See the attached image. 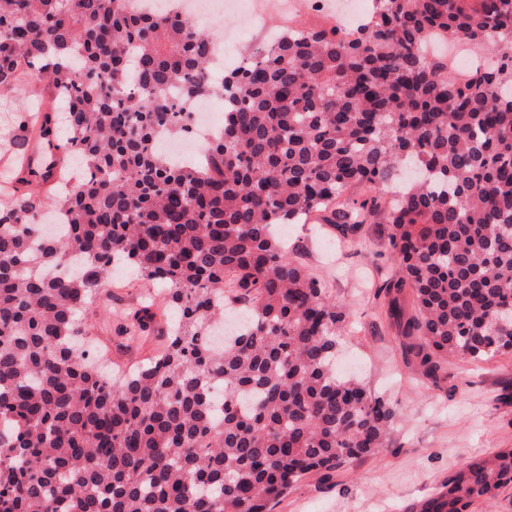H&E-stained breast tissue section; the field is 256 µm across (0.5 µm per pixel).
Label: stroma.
<instances>
[{
    "mask_svg": "<svg viewBox=\"0 0 512 512\" xmlns=\"http://www.w3.org/2000/svg\"><path fill=\"white\" fill-rule=\"evenodd\" d=\"M280 234L292 258L348 307L342 367L393 403L400 419L388 450L327 477L307 475L273 512H403L438 492L464 462L512 448V353L482 362L449 358L447 376L436 384L405 356L407 340L384 291L399 265L388 251L391 227L383 214L359 225L348 240L340 227L324 223L289 224ZM162 291V284H143L119 268L109 288L111 303L99 298L80 312L84 344L108 373L120 374L153 355L164 319L135 342L122 330L132 309Z\"/></svg>",
    "mask_w": 512,
    "mask_h": 512,
    "instance_id": "stroma-1",
    "label": "stroma"
}]
</instances>
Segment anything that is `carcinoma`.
<instances>
[{
	"label": "carcinoma",
	"mask_w": 512,
	"mask_h": 512,
	"mask_svg": "<svg viewBox=\"0 0 512 512\" xmlns=\"http://www.w3.org/2000/svg\"><path fill=\"white\" fill-rule=\"evenodd\" d=\"M432 30L496 34L498 66L448 80L421 51ZM216 41L130 0H0V101L51 89L0 127V512H273L303 476L388 446L399 410L336 373L346 304L280 224L387 211L390 314L432 383L450 356L512 350V0H374L358 28H287L221 77ZM213 98L209 160L165 154ZM404 162L418 176L383 207ZM46 209L65 223L43 236ZM119 263L176 316L159 355L110 381L73 342ZM226 311L237 328L215 346ZM508 485L503 449L404 512H467Z\"/></svg>",
	"instance_id": "1"
}]
</instances>
